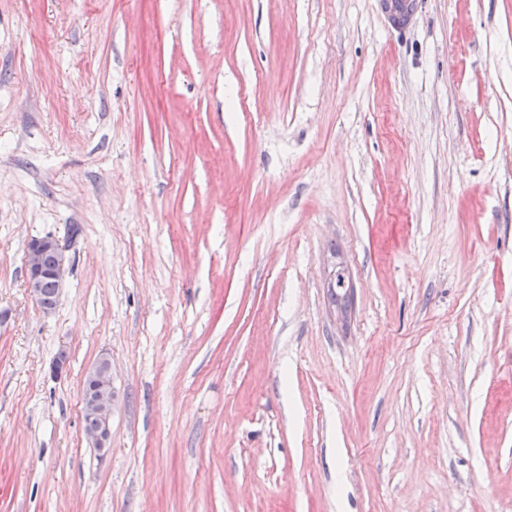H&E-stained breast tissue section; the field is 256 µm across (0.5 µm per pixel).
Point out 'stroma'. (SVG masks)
<instances>
[{
	"instance_id": "stroma-1",
	"label": "stroma",
	"mask_w": 512,
	"mask_h": 512,
	"mask_svg": "<svg viewBox=\"0 0 512 512\" xmlns=\"http://www.w3.org/2000/svg\"><path fill=\"white\" fill-rule=\"evenodd\" d=\"M415 2L0 0V512H512V0ZM50 252H53L55 259L52 254H47ZM45 255L46 257L44 259ZM43 259L46 265H52L55 262L52 269L49 270L44 266ZM65 264V252L62 245L57 240L45 237L35 238L30 241L25 258L27 288L35 302L46 313L52 312L55 309V307H52L56 304L55 288L56 292L59 294L60 288H62L64 282ZM48 276H51L56 284L51 279L45 280L42 285V293V281ZM42 299L43 305L52 308L41 306L40 302ZM86 378L91 382L84 386L83 402L88 412L84 413L85 428L94 429L86 431L99 451H105L111 436L110 422L112 417V363L107 358H102L91 370ZM91 412V413H89Z\"/></svg>"
}]
</instances>
